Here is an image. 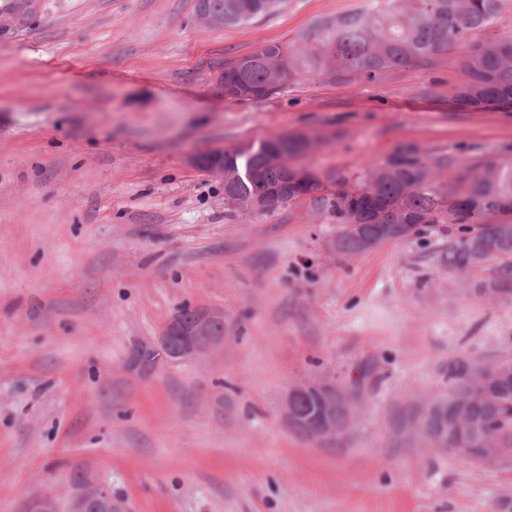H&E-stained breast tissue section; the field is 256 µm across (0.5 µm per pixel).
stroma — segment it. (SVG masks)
<instances>
[{
	"instance_id": "obj_1",
	"label": "stroma",
	"mask_w": 512,
	"mask_h": 512,
	"mask_svg": "<svg viewBox=\"0 0 512 512\" xmlns=\"http://www.w3.org/2000/svg\"><path fill=\"white\" fill-rule=\"evenodd\" d=\"M0 32V512L36 495L68 512L75 474L128 512H501L512 459L460 464L411 418L452 359H512V300L440 262L448 227L363 253L303 200L235 210L191 165L294 132L326 184L398 146L512 160V111L458 108L464 49L373 81L304 75L225 99L224 61L299 38L368 0H284L212 27L196 0H40ZM223 309V347L159 355L182 307ZM157 357L150 370L135 350ZM370 376L332 442L289 429L287 387Z\"/></svg>"
}]
</instances>
